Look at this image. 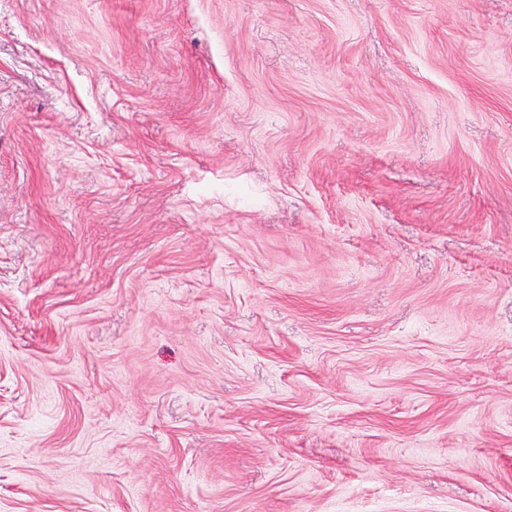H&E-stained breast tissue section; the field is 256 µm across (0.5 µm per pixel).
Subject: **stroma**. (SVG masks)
I'll list each match as a JSON object with an SVG mask.
<instances>
[{
    "label": "stroma",
    "instance_id": "obj_1",
    "mask_svg": "<svg viewBox=\"0 0 512 512\" xmlns=\"http://www.w3.org/2000/svg\"><path fill=\"white\" fill-rule=\"evenodd\" d=\"M0 512H512V0H0Z\"/></svg>",
    "mask_w": 512,
    "mask_h": 512
}]
</instances>
